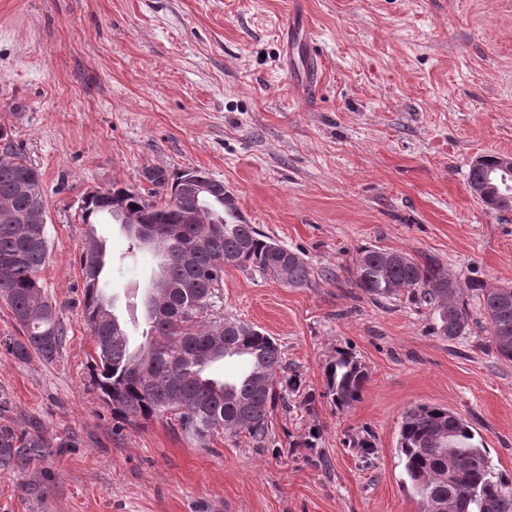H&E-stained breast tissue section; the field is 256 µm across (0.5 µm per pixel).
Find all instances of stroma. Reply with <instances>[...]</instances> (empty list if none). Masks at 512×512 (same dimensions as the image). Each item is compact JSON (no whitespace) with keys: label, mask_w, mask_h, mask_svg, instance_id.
I'll use <instances>...</instances> for the list:
<instances>
[{"label":"stroma","mask_w":512,"mask_h":512,"mask_svg":"<svg viewBox=\"0 0 512 512\" xmlns=\"http://www.w3.org/2000/svg\"><path fill=\"white\" fill-rule=\"evenodd\" d=\"M292 12L322 60L311 101L282 48ZM0 126L42 175L40 278L65 329L50 361L0 345V403L15 427L69 442L0 466V512H419L398 437L422 403L465 417L512 479V362L492 350L476 292L512 287V212L468 189L475 158L512 154V0H0ZM153 168L223 181L248 223L311 267L301 288L229 268L218 293L216 313L275 337L280 378L299 383L266 442L117 422L90 382L82 248L105 244L102 286L120 312L158 260L120 225L83 224L84 199L147 191ZM367 247L447 269L467 335L439 336L408 292L355 287ZM340 350L370 375L341 411L324 395ZM365 432L367 460L349 445Z\"/></svg>","instance_id":"obj_1"}]
</instances>
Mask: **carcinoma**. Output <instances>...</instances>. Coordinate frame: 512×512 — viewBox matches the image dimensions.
<instances>
[{
    "label": "carcinoma",
    "instance_id": "cac0c4a2",
    "mask_svg": "<svg viewBox=\"0 0 512 512\" xmlns=\"http://www.w3.org/2000/svg\"><path fill=\"white\" fill-rule=\"evenodd\" d=\"M5 158H0V298L6 301L23 338L10 342L15 359L35 353L52 360L62 345L63 324L49 304L39 273L48 255L44 224H22L16 216L31 205L28 189L44 199L41 174L12 147L6 128ZM199 170L174 175L163 169L146 173V192L116 185L95 191L84 200L82 220L94 224L100 216L122 223L135 212L159 227L154 253L158 276L150 286L134 290L128 301L129 321L117 322L100 278L103 245L90 244L80 256L84 280L83 316L95 340L89 374L112 416L126 422H147L164 413L174 416L181 431L203 443L219 430L245 432L256 443L266 440L268 416L283 390L298 382L277 379L282 366L276 339L248 325L210 318L215 286L224 279V258L233 268L273 273L290 287L307 285L309 264L297 253L262 235L246 223L239 210L224 209V182L211 179L206 203H191L197 223L179 222L181 186ZM288 264L282 265L283 256ZM354 283L369 296L385 298L407 290L421 292L432 304L439 334L450 341L470 330L471 313L459 288L441 287L448 271L428 257L380 248L361 250L354 265ZM490 324V342L498 356L512 362V293H481ZM155 316L145 342L130 349L128 323L139 314ZM246 357L250 372L241 387L211 377L208 369L228 357ZM369 371L350 352L339 351L325 367L326 396L343 410L363 395ZM51 441L35 430L0 424V462L26 467L41 457ZM399 451L404 459L408 493L420 512L435 503L449 512H512V480L496 471L482 437L461 415L433 404H418L402 416Z\"/></svg>",
    "mask_w": 512,
    "mask_h": 512
}]
</instances>
